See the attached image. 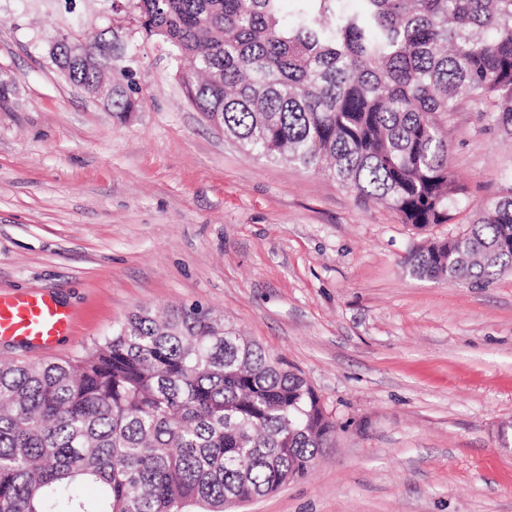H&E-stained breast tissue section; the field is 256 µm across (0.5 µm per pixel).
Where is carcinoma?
<instances>
[{
  "mask_svg": "<svg viewBox=\"0 0 512 512\" xmlns=\"http://www.w3.org/2000/svg\"><path fill=\"white\" fill-rule=\"evenodd\" d=\"M123 2L247 153L323 172L416 229L467 199L449 167L459 101L512 132V0H292L287 24L282 0ZM101 20L92 41L59 31L48 56L86 93L112 75ZM403 264L471 284L512 270V193ZM335 435L313 386L234 325L198 305L137 311L74 359L0 364V512H233L305 476Z\"/></svg>",
  "mask_w": 512,
  "mask_h": 512,
  "instance_id": "carcinoma-1",
  "label": "carcinoma"
}]
</instances>
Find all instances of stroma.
<instances>
[{
  "instance_id": "1",
  "label": "stroma",
  "mask_w": 512,
  "mask_h": 512,
  "mask_svg": "<svg viewBox=\"0 0 512 512\" xmlns=\"http://www.w3.org/2000/svg\"><path fill=\"white\" fill-rule=\"evenodd\" d=\"M108 0H0V293L50 294L76 318L53 352L0 340V360L62 361L137 310L201 305L316 390L336 422L308 474L239 512H512V272L411 276L414 246L466 230L512 193V137L462 101L449 166L468 188L418 230L328 175L253 158L184 95L164 48L112 41L111 112L45 57ZM111 85L102 83L96 88V92L89 96L97 102L106 100L112 95ZM103 105L109 110L116 112H131L134 108V100L123 89L116 90L113 97L103 102Z\"/></svg>"
}]
</instances>
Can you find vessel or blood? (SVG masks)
<instances>
[{
  "mask_svg": "<svg viewBox=\"0 0 512 512\" xmlns=\"http://www.w3.org/2000/svg\"><path fill=\"white\" fill-rule=\"evenodd\" d=\"M73 315L52 296L0 294V339L53 349L61 336L72 333Z\"/></svg>",
  "mask_w": 512,
  "mask_h": 512,
  "instance_id": "vessel-or-blood-1",
  "label": "vessel or blood"
}]
</instances>
